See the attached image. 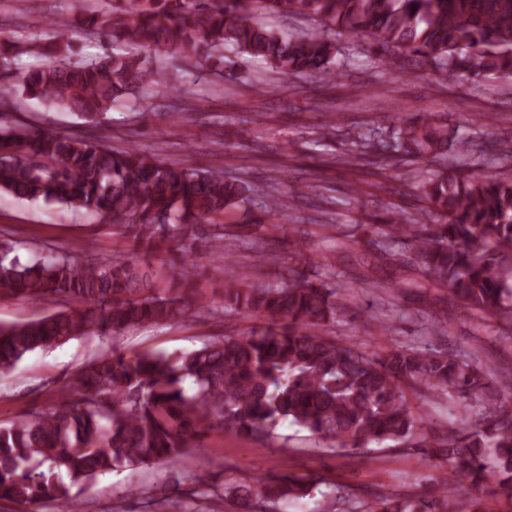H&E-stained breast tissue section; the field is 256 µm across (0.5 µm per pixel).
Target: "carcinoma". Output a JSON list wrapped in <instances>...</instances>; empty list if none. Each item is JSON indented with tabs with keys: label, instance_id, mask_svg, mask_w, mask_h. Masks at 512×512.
Returning <instances> with one entry per match:
<instances>
[{
	"label": "carcinoma",
	"instance_id": "carcinoma-1",
	"mask_svg": "<svg viewBox=\"0 0 512 512\" xmlns=\"http://www.w3.org/2000/svg\"><path fill=\"white\" fill-rule=\"evenodd\" d=\"M268 14L305 17L315 26L299 33L263 21ZM29 52L44 64L13 70L14 40L0 33V99L21 95L93 121L150 82L187 92L183 73L209 66L225 82L237 79L239 60L261 65L270 80L254 91L281 89L293 74L335 77L338 47L331 34L365 33L383 51H408L436 71L474 83L512 77V0H108V7L75 21L49 18ZM111 45L133 44L145 54L81 57L75 34ZM396 153L437 157L462 144L448 122L408 123L391 129ZM371 134L349 138L347 157L376 151ZM433 218L408 224L401 210L373 226L391 254L400 245L415 254L423 282L443 288L448 309L463 304L512 323V178L493 174L433 173L419 187ZM249 189L220 170L169 162L133 142L102 141L25 124L0 127V194L29 203L59 205L112 222L131 247L110 258H82L81 247L13 255L0 238V301L51 298L62 308L40 318L0 323V373L28 354L83 336L116 337L146 324L179 321L194 309L240 314L266 325L210 340L175 358L160 352L133 356L114 351L87 364L58 389L46 410L0 423V500L37 512L50 502L80 510L79 494L114 468L177 464L188 448L213 433L231 431L269 439L282 420L357 450L393 441L416 448L438 467L421 497L374 494L370 512H448V485H497L512 512V382L489 383L478 356L464 361L437 340L449 337L452 317H434L432 340L415 350L400 346L377 355L327 335L344 308L339 289L324 281L334 252L319 253L318 275L299 269L303 244L276 286L251 283L237 271L234 236L264 224H229L247 212ZM224 256L203 275L186 262L198 247ZM167 265L168 281L147 270L139 253ZM368 287L397 296L401 284L387 261L371 265ZM194 389L188 391L185 382ZM454 393L458 407L483 403L467 426L445 436L426 432L407 392ZM321 479L258 472L224 486L237 512H276L282 502L311 495Z\"/></svg>",
	"mask_w": 512,
	"mask_h": 512
}]
</instances>
